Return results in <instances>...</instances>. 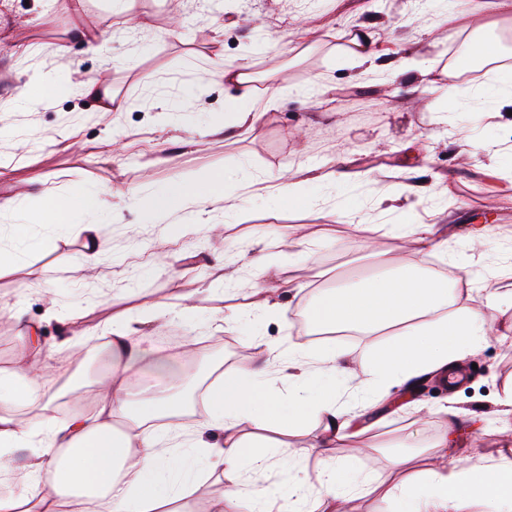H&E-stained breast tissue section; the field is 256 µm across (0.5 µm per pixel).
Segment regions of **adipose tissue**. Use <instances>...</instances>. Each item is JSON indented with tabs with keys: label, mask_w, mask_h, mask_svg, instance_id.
<instances>
[{
	"label": "adipose tissue",
	"mask_w": 512,
	"mask_h": 512,
	"mask_svg": "<svg viewBox=\"0 0 512 512\" xmlns=\"http://www.w3.org/2000/svg\"><path fill=\"white\" fill-rule=\"evenodd\" d=\"M204 73L242 90L241 97L227 105L233 121L221 127V135L228 138L252 129L265 106L247 89L253 80L247 65L227 66L211 59ZM222 183V175L217 174L206 182L154 192L151 216L162 223L187 214L193 223H211L218 206H233L219 191ZM111 196V189L89 188L80 191L73 204L44 191L39 219L64 227L71 224L74 212L98 215V222L85 227L82 260L92 263L100 253L101 229L112 221ZM392 234L413 255L412 263L318 291L307 310V324L315 331L393 329L385 344H369L350 353V378L365 408L381 397L397 402L407 398L423 375L434 374L442 384L455 385L460 379L457 362L475 354L495 334V290L484 285L477 296L453 304L447 280L420 264L439 247L431 230L423 224H396ZM250 267L254 285L236 319L281 315L276 291L267 285L270 269L257 260ZM158 316V311L145 309L113 322L106 346L108 369L95 384L94 414L77 413L65 421L48 417L36 433L25 428L17 404L50 406L57 395L48 384L64 371L36 338L22 344L11 370H0V453L34 444L43 450L41 457L26 465L22 492L0 496V512H64L70 504L77 505L78 512H161L180 498L203 467L224 472V497L215 512H236L243 501L236 490L242 476L274 465L280 469L279 482L252 489L244 499L247 512H301V488L294 470L303 460L302 449L271 442L260 432H290L314 418L322 421L326 432L318 452L323 462L318 499L324 512H336L337 502L348 494L376 491L402 503L403 512H461L469 500L490 502L495 512H512V459L479 467L481 429L475 425L469 428L462 457L453 463H435L412 479L388 484L376 473H351L339 466L331 448L361 434L363 428L336 396L332 383L338 373L337 354L331 350L313 357L283 343L266 347L263 361L214 381L205 413L193 428H185L179 419L182 394L135 396L136 380L144 369L179 381L178 363L194 347L188 340L168 354L145 346L138 327ZM273 368L293 390L288 402H281L267 387L266 376ZM315 381L324 385L321 395L305 396V389ZM245 422L252 424V431H242Z\"/></svg>",
	"instance_id": "obj_1"
}]
</instances>
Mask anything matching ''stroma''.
Here are the masks:
<instances>
[{
  "label": "stroma",
  "mask_w": 512,
  "mask_h": 512,
  "mask_svg": "<svg viewBox=\"0 0 512 512\" xmlns=\"http://www.w3.org/2000/svg\"><path fill=\"white\" fill-rule=\"evenodd\" d=\"M498 2L132 0L127 13L114 15L109 0H83L76 10L69 0H0V198L28 194L21 209L0 213V250L15 256L0 265V368L13 363L23 324L37 325L42 347L83 369L74 410L91 411L93 381L104 367L102 337L113 317L151 306L174 314L189 305L193 314L181 325L155 320L146 345L171 334L193 339L199 354L219 355L227 373L249 360L248 345L284 338L313 355L360 350L385 341L387 332L352 340L337 334L303 338L292 328L294 315L326 285L317 271L351 279L376 273L363 250L368 241L383 260L410 261L389 227L421 221L436 225L443 243L426 257V268L446 276L463 302L472 290L452 276L459 238L474 225L489 224L494 232L475 261L499 293L497 334L464 359L462 385L451 391L423 376L413 398L428 408L452 404L478 420L486 459L512 456V415L497 404L512 386V115L492 113L480 101L452 111L431 90L435 82L469 88L448 60L479 35L466 20L474 5H481L489 23L481 35L498 38L503 63H512V11ZM77 27L97 33L100 53L73 39ZM359 29L371 35L376 72L360 73L341 58ZM202 53L248 64L254 95L272 99L252 131L228 139L207 135V127L223 123L224 103L236 90L220 79H202ZM107 58L115 101L102 112L73 85L96 76ZM407 58L422 61L425 73L396 74ZM315 80L320 93L303 97L301 88ZM45 83L58 88L53 105L16 110L18 86L28 85L35 95ZM192 83L199 86L197 108L172 124L154 103ZM463 137L485 142L490 154L462 150ZM310 166L336 172V181L305 183L303 201L292 209L266 197L264 182ZM216 173L224 176V193L242 201L238 210L216 211L214 229L154 223L145 200L120 206L101 235V258L90 266L82 263L90 216L78 215L63 230L27 221L34 194L47 188L64 193L107 186L119 193L142 184L154 192ZM405 183L415 192L398 201L395 213L372 207L373 198ZM346 195L366 214L367 225L337 209ZM293 227L307 234L300 258L280 241ZM256 256L270 265L272 285L283 291L284 315L230 320L241 299L226 292L224 278L233 275L236 287L252 288L247 260ZM50 297L61 317L45 316ZM88 334L91 345H71V338ZM364 421L369 431L344 440L334 456L346 470H371L392 481L427 465L419 458L393 469L397 445L425 446L444 431L428 416L412 423L387 399L375 402ZM223 494L222 473L203 470L177 507L214 512Z\"/></svg>",
  "instance_id": "1"
}]
</instances>
